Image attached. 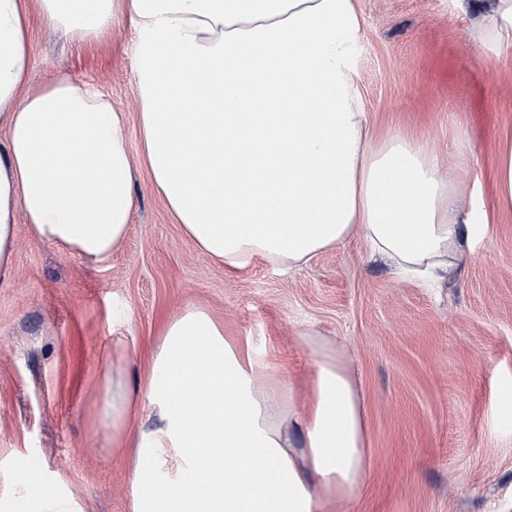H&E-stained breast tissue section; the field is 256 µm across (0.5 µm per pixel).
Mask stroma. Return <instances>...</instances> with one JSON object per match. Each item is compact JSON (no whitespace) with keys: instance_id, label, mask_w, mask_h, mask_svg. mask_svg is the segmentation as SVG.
Listing matches in <instances>:
<instances>
[{"instance_id":"stroma-1","label":"stroma","mask_w":512,"mask_h":512,"mask_svg":"<svg viewBox=\"0 0 512 512\" xmlns=\"http://www.w3.org/2000/svg\"><path fill=\"white\" fill-rule=\"evenodd\" d=\"M353 57L374 142L412 137L460 173L459 201L479 188L489 234L438 287L398 277L355 236L289 268L255 258L225 269L175 224L144 170L123 242L100 263L17 223L13 268L0 273V512H38L22 488L38 479L72 512H130L140 411L124 447L100 421L115 337L136 342L146 373L166 321L206 310L230 343L266 364L284 408L313 400L316 361L341 359L367 431L356 498L337 512H512V208L496 189L500 143L512 137V49L474 41L458 0H357ZM136 34L122 21L96 46L65 42L33 22L31 79L89 84L127 115L140 152Z\"/></svg>"}]
</instances>
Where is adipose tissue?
I'll list each match as a JSON object with an SVG mask.
<instances>
[{
	"mask_svg": "<svg viewBox=\"0 0 512 512\" xmlns=\"http://www.w3.org/2000/svg\"><path fill=\"white\" fill-rule=\"evenodd\" d=\"M458 2L475 40L512 48V0ZM35 18L77 44L134 25L139 161L111 99L66 76L31 82ZM362 27L355 0H0V272L21 213L37 237L108 258L139 166L225 267L300 265L358 235L399 271L441 278L488 217L460 207L419 143H373L352 64ZM129 357L116 338L113 445L143 406L159 419L139 437L131 512H328L361 485L366 429L340 359L318 360L310 409L285 413L260 386L262 362L204 310L169 321L144 378L129 380Z\"/></svg>",
	"mask_w": 512,
	"mask_h": 512,
	"instance_id": "obj_1",
	"label": "adipose tissue"
}]
</instances>
